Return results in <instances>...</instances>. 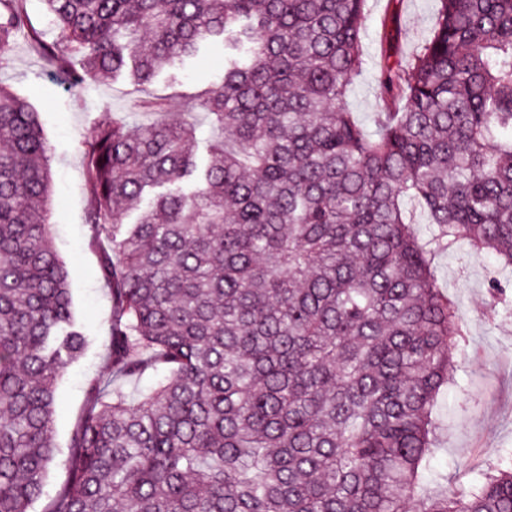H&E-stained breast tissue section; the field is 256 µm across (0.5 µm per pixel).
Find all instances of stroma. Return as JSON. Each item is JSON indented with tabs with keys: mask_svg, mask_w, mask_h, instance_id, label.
Returning <instances> with one entry per match:
<instances>
[{
	"mask_svg": "<svg viewBox=\"0 0 512 512\" xmlns=\"http://www.w3.org/2000/svg\"><path fill=\"white\" fill-rule=\"evenodd\" d=\"M434 12L435 0H369L364 38L368 64L355 77L349 97L352 112L368 129H375L381 104L373 60L384 54L406 61L430 35ZM223 70L224 49L215 44L202 63L188 61L177 75L160 74L145 92L165 99L168 120L191 121L199 95L217 82ZM0 85L38 112L51 145V238L71 272L75 319L88 337L84 356L68 368L58 386L54 435L60 452L45 480L51 495L67 481L65 449L85 405V387L104 367L111 316L110 294L97 255L85 238L89 196L82 142L101 113L139 122L146 116L134 105L142 91L126 76L89 80L73 92L22 42L9 67L0 71ZM496 267L492 255L469 262L461 254H445L434 263L438 287L456 302L468 323L466 350L457 358L459 383L438 399L440 450L432 462L454 486L470 485L501 451L512 448V315L489 312L487 282Z\"/></svg>",
	"mask_w": 512,
	"mask_h": 512,
	"instance_id": "obj_1",
	"label": "stroma"
}]
</instances>
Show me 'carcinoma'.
Here are the masks:
<instances>
[{"instance_id": "obj_1", "label": "carcinoma", "mask_w": 512, "mask_h": 512, "mask_svg": "<svg viewBox=\"0 0 512 512\" xmlns=\"http://www.w3.org/2000/svg\"><path fill=\"white\" fill-rule=\"evenodd\" d=\"M42 2L50 40L0 0V69L21 40L79 84L129 66L145 87L224 47L206 158L192 122L104 112L84 138L112 311L46 512H512L511 449L464 489L431 468L467 336L433 260L512 270V0H436L407 64L379 65L373 133L347 107L368 0ZM49 188L38 113L0 86V512L44 495L57 381L88 345ZM490 293L512 311V281Z\"/></svg>"}]
</instances>
